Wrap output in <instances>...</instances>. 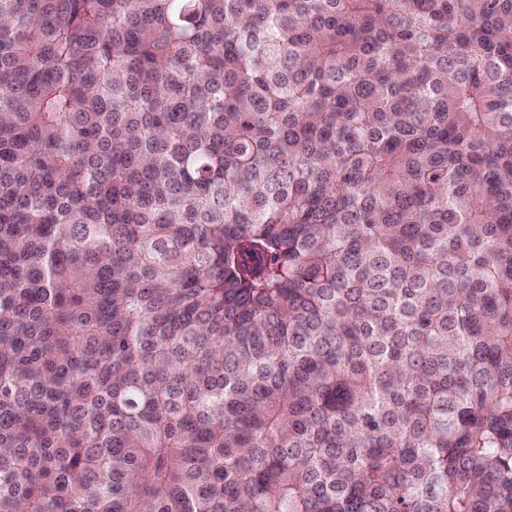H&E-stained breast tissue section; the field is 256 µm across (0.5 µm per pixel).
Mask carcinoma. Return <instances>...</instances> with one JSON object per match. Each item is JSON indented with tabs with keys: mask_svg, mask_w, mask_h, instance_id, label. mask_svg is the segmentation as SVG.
<instances>
[{
	"mask_svg": "<svg viewBox=\"0 0 512 512\" xmlns=\"http://www.w3.org/2000/svg\"><path fill=\"white\" fill-rule=\"evenodd\" d=\"M0 512H512V0H0Z\"/></svg>",
	"mask_w": 512,
	"mask_h": 512,
	"instance_id": "1",
	"label": "carcinoma"
}]
</instances>
